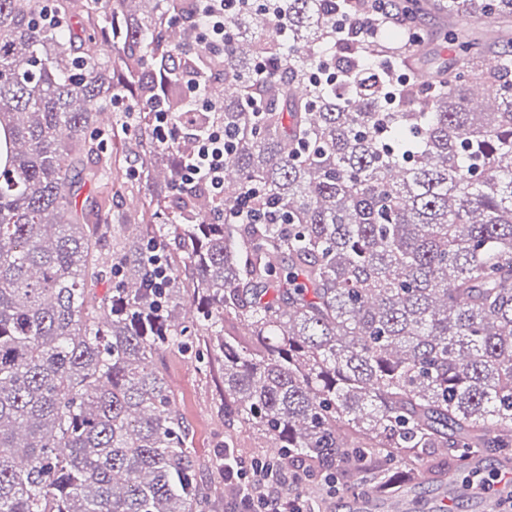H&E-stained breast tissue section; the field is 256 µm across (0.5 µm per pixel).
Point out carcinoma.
I'll return each instance as SVG.
<instances>
[{
	"mask_svg": "<svg viewBox=\"0 0 512 512\" xmlns=\"http://www.w3.org/2000/svg\"><path fill=\"white\" fill-rule=\"evenodd\" d=\"M195 7L0 0V512H208L152 364L198 336L224 363V424L344 494L511 463L512 0H396L371 44L336 34L358 0L247 6L213 82L237 175L220 202L179 186L192 140L149 125L154 95L190 128L211 117L174 74L206 63L167 24ZM260 57L285 74L257 76ZM321 57L336 75L312 84ZM122 159L146 194L115 216ZM248 186L281 223H213ZM112 223L136 235L104 256Z\"/></svg>",
	"mask_w": 512,
	"mask_h": 512,
	"instance_id": "obj_1",
	"label": "carcinoma"
}]
</instances>
